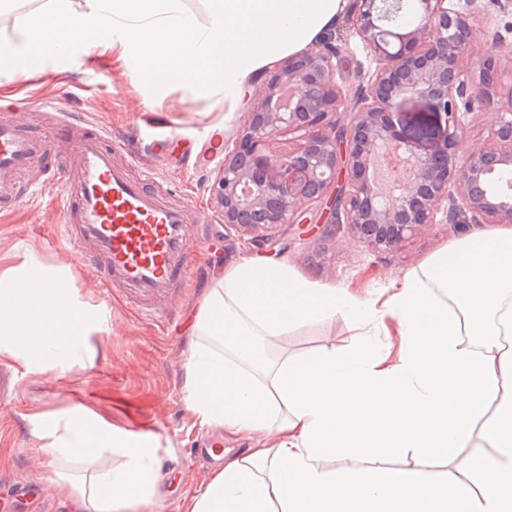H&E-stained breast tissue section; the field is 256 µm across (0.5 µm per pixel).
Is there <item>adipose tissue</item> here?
<instances>
[{
	"label": "adipose tissue",
	"mask_w": 512,
	"mask_h": 512,
	"mask_svg": "<svg viewBox=\"0 0 512 512\" xmlns=\"http://www.w3.org/2000/svg\"><path fill=\"white\" fill-rule=\"evenodd\" d=\"M0 41V65L28 75L35 59L74 47L111 58L161 92L223 95L239 111L264 71L330 33L350 0H48ZM67 300L47 320L5 305L31 273ZM69 270L27 251L0 261V360L66 375L110 314L67 285ZM343 318L355 347L271 359L268 345L301 326ZM184 367L186 409L231 436L272 432V445L224 466L185 512H512V227L474 229L379 292L319 285L293 267L242 258L194 314ZM36 451L87 471L66 480L75 512H152L160 495L156 438L112 428L83 404L47 419ZM470 449L465 480L414 470L362 474L329 463L411 449L447 459ZM120 453L117 468L99 466Z\"/></svg>",
	"instance_id": "adipose-tissue-1"
}]
</instances>
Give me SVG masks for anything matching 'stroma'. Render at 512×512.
Returning a JSON list of instances; mask_svg holds the SVG:
<instances>
[{
  "label": "stroma",
  "mask_w": 512,
  "mask_h": 512,
  "mask_svg": "<svg viewBox=\"0 0 512 512\" xmlns=\"http://www.w3.org/2000/svg\"><path fill=\"white\" fill-rule=\"evenodd\" d=\"M473 36L479 42L494 36L512 46V5L506 0H480ZM327 40L341 49L338 84L349 96H356L373 73L375 61L354 37L348 18L340 19ZM43 97L56 99L67 110L90 113L113 133L142 145L149 134L146 121L154 116L162 117L166 132L184 136V143L162 152L156 165L161 177L176 180L195 206L205 247L198 254L195 275L171 303L176 310L174 323L162 326L130 314L122 301L98 288L92 274L56 243L55 190L43 192L37 203L21 201L11 210L0 211V255L17 263L27 250L34 249L47 264L68 266L72 288L110 312L107 331L92 339L93 353L83 356L67 376L53 370L36 375L19 364L0 361V475L37 480L51 502H69L68 491L56 478L49 458L34 451L35 432L38 415L60 413L82 402L113 426L158 438V459L176 460L178 466L162 471L163 495L153 512H185L187 499L202 491L214 473L205 460L185 454L186 448L211 434L210 429L192 425L185 411L182 367L190 345V316L215 277L248 253L234 232L225 228L212 197L223 156L200 167L192 166L191 160L204 150L202 134L215 126H223L224 142L232 144L246 114L225 112L223 99H193L178 89L156 98L141 87L136 72H114L111 61L78 51L66 63L53 60L24 77L0 69V112L8 106L16 112L33 111ZM511 108L501 99L466 113L465 149L492 146L496 129L492 116ZM400 110L399 118L420 151L431 150L443 139L445 119L430 109L428 100L404 97ZM465 228L462 222L436 224L397 249L378 253L355 243L347 225L326 232L311 224L299 235L286 232L281 249L272 256L287 261L311 282L378 292L388 276L418 268ZM332 341L340 347L355 345L344 319L294 329L279 340L278 347L299 355ZM469 454V449L461 448L451 460L433 462L407 451L385 458L384 463L461 480Z\"/></svg>",
  "instance_id": "stroma-1"
}]
</instances>
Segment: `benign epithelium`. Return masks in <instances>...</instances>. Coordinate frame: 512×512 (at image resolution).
<instances>
[{
    "mask_svg": "<svg viewBox=\"0 0 512 512\" xmlns=\"http://www.w3.org/2000/svg\"><path fill=\"white\" fill-rule=\"evenodd\" d=\"M455 0H412L408 18L386 23L401 0H354L351 27L377 66L351 100L336 81L338 52L323 46L290 57L259 86L212 193L224 227L257 249L273 247L284 224L303 225L322 206L326 224H346L368 249L387 252L451 220L512 223V112L497 113L496 143L464 150L459 104L470 109L497 92V59L512 49L471 36L470 14ZM482 69L469 75L475 55ZM418 95L445 116L447 133L418 154L393 116L400 98ZM349 114L340 125L336 116ZM296 139L274 155L277 137Z\"/></svg>",
    "mask_w": 512,
    "mask_h": 512,
    "instance_id": "benign-epithelium-1",
    "label": "benign epithelium"
}]
</instances>
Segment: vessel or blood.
Masks as SVG:
<instances>
[{
    "label": "vessel or blood",
    "instance_id": "b4317fda",
    "mask_svg": "<svg viewBox=\"0 0 512 512\" xmlns=\"http://www.w3.org/2000/svg\"><path fill=\"white\" fill-rule=\"evenodd\" d=\"M70 145L57 162L40 132L21 112L0 114V205L35 201L59 187L58 229L103 292L134 313L163 316L166 303L195 273L204 239L179 186L162 183L152 166L129 160L126 143L85 113L41 106Z\"/></svg>",
    "mask_w": 512,
    "mask_h": 512
}]
</instances>
